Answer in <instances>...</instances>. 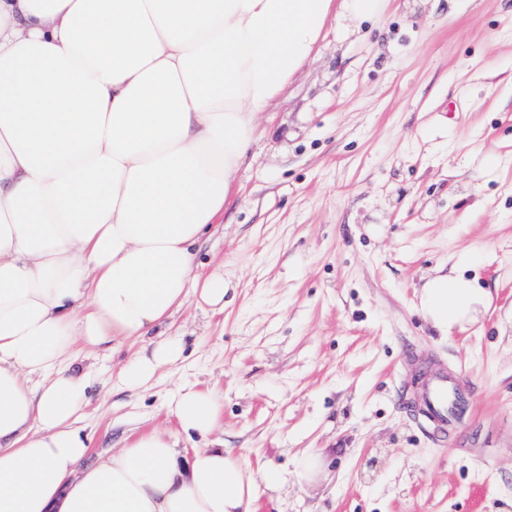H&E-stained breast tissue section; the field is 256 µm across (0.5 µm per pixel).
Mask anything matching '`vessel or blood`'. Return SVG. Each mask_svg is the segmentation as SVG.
I'll return each instance as SVG.
<instances>
[{
    "label": "vessel or blood",
    "instance_id": "1",
    "mask_svg": "<svg viewBox=\"0 0 512 512\" xmlns=\"http://www.w3.org/2000/svg\"><path fill=\"white\" fill-rule=\"evenodd\" d=\"M462 379L439 374L424 382L414 393L413 404L423 424L446 432L454 427V404L463 394Z\"/></svg>",
    "mask_w": 512,
    "mask_h": 512
}]
</instances>
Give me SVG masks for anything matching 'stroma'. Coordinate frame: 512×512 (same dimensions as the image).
<instances>
[{"instance_id": "1", "label": "stroma", "mask_w": 512, "mask_h": 512, "mask_svg": "<svg viewBox=\"0 0 512 512\" xmlns=\"http://www.w3.org/2000/svg\"><path fill=\"white\" fill-rule=\"evenodd\" d=\"M237 184L196 251L224 268V309L190 297L165 329L182 359L131 391L116 375L140 343L77 354L93 453L173 427L170 392L194 383L224 428L182 447L219 438L287 478L257 482V512H512V0H388L357 33L329 20ZM455 273L491 303L443 336L419 290ZM440 371L469 385L443 436L411 404Z\"/></svg>"}]
</instances>
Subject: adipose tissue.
<instances>
[{
	"label": "adipose tissue",
	"mask_w": 512,
	"mask_h": 512,
	"mask_svg": "<svg viewBox=\"0 0 512 512\" xmlns=\"http://www.w3.org/2000/svg\"><path fill=\"white\" fill-rule=\"evenodd\" d=\"M381 0H0V512H254L249 464L180 434L222 425L209 389L176 386L178 429L92 456L77 424L75 345L152 337L118 373L146 387L183 354L152 332L223 269L195 271L254 141L255 117L309 59L331 15ZM490 302L464 276L429 279L441 335Z\"/></svg>",
	"instance_id": "1"
}]
</instances>
